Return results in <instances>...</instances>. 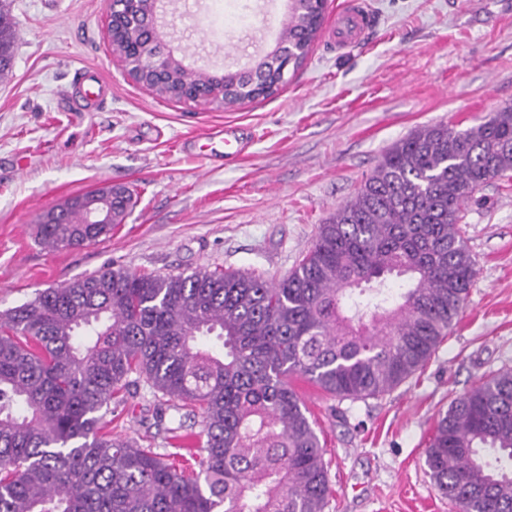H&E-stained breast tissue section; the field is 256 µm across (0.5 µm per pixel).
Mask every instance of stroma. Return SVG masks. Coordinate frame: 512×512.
Segmentation results:
<instances>
[{
  "label": "stroma",
  "instance_id": "35a3bbf8",
  "mask_svg": "<svg viewBox=\"0 0 512 512\" xmlns=\"http://www.w3.org/2000/svg\"><path fill=\"white\" fill-rule=\"evenodd\" d=\"M344 2L328 0L304 65L276 95L224 111L159 99L129 78L111 50L106 0H12L13 62L0 79V311L105 267L281 278L394 142L512 105V0H365L373 29L339 51L331 39ZM176 5L170 47L216 70L271 50L288 12L286 0ZM82 67L112 88L100 111L71 109ZM227 127L246 134L243 155L207 159ZM115 185L132 204L109 237L58 250L38 243L44 212ZM461 226L477 275L423 370L378 399L301 387L328 463L326 512H454L424 451L452 399L512 369V177L484 187ZM157 404L139 384L112 414L113 436L174 452L200 435L199 419L181 421L172 408L157 418Z\"/></svg>",
  "mask_w": 512,
  "mask_h": 512
}]
</instances>
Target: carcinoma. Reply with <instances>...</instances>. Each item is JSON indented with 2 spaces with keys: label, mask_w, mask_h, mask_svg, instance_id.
<instances>
[{
  "label": "carcinoma",
  "mask_w": 512,
  "mask_h": 512,
  "mask_svg": "<svg viewBox=\"0 0 512 512\" xmlns=\"http://www.w3.org/2000/svg\"><path fill=\"white\" fill-rule=\"evenodd\" d=\"M314 8L284 41L311 45ZM120 41L158 49L137 25ZM15 30L0 24V69ZM259 70V97L277 76ZM164 100L211 81L175 61L167 79L135 75ZM224 75V108L244 103ZM512 172V105L459 129L425 125L393 143L354 197L319 226L287 276L236 270L144 275L106 268L0 313V512H325L324 449L295 387L382 396L422 368L457 322L476 273L460 222L490 181ZM88 223L76 201L50 209L48 249L98 241L121 223ZM406 278L397 297L389 278ZM145 381L200 415V459L179 461L112 437L102 409ZM494 453V461L485 453ZM456 512H512V369L454 398L425 449Z\"/></svg>",
  "instance_id": "carcinoma-1"
}]
</instances>
